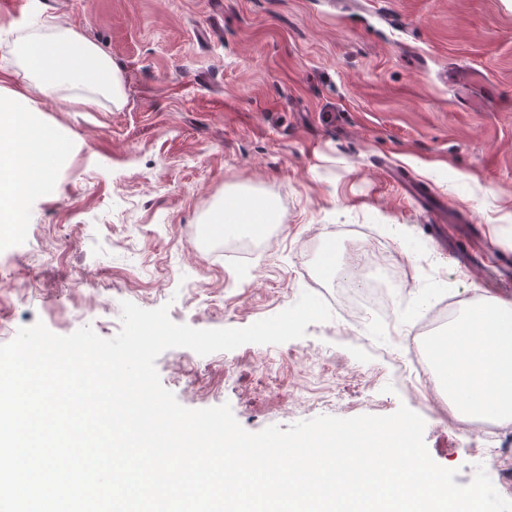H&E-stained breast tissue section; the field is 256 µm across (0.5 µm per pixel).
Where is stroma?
I'll use <instances>...</instances> for the list:
<instances>
[{"label":"stroma","mask_w":512,"mask_h":512,"mask_svg":"<svg viewBox=\"0 0 512 512\" xmlns=\"http://www.w3.org/2000/svg\"><path fill=\"white\" fill-rule=\"evenodd\" d=\"M223 2L215 13L211 0H41L20 20L0 13V88L71 141L52 191L22 213L28 243L0 256L26 287L0 297V344L38 321L114 337L125 301L168 306L196 329L244 328L310 289L319 238L343 261L363 239L387 240L404 302L429 280L465 303L512 301V0ZM46 25L107 55L120 99L80 112V88L42 96L9 45ZM390 168L445 202L444 223ZM256 195L279 209L249 276L201 230L226 201ZM346 311V325L279 345L172 348L156 369L182 406L230 404L250 432L407 406L457 484L482 465L512 500V423L462 431L447 395L428 403L411 377V326L368 336Z\"/></svg>","instance_id":"obj_1"}]
</instances>
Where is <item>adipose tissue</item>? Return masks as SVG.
<instances>
[{
  "label": "adipose tissue",
  "instance_id": "1",
  "mask_svg": "<svg viewBox=\"0 0 512 512\" xmlns=\"http://www.w3.org/2000/svg\"><path fill=\"white\" fill-rule=\"evenodd\" d=\"M10 54L35 77L43 95L80 85L85 93L76 97V104L94 108L100 97L117 94L110 58L78 33L63 38L21 33L11 42ZM30 109L29 99L19 93L0 100V164L9 169L8 202L15 209L24 207L31 186L47 183L59 155L70 148L67 139L54 137V151L32 149L20 132L23 114ZM434 374L458 416L474 423H511L512 301L484 296L455 312L446 336L437 343Z\"/></svg>",
  "mask_w": 512,
  "mask_h": 512
}]
</instances>
